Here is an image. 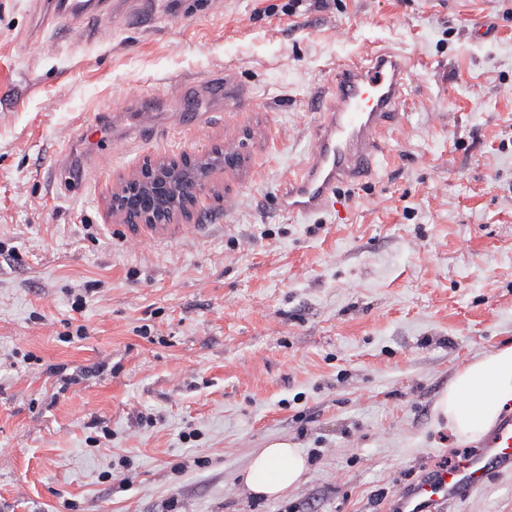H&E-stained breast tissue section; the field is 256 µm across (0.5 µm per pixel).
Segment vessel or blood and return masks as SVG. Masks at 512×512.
Returning a JSON list of instances; mask_svg holds the SVG:
<instances>
[{"mask_svg":"<svg viewBox=\"0 0 512 512\" xmlns=\"http://www.w3.org/2000/svg\"><path fill=\"white\" fill-rule=\"evenodd\" d=\"M401 55L372 51L367 61L339 66L331 92L322 97L324 118L312 135L306 160L279 194L283 210L311 216L342 208L339 189L374 174L385 155L407 85ZM512 471V416H503L474 452L451 465L422 470L399 493L400 512H446L453 501Z\"/></svg>","mask_w":512,"mask_h":512,"instance_id":"vessel-or-blood-1","label":"vessel or blood"}]
</instances>
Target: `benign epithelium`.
Segmentation results:
<instances>
[{
  "mask_svg": "<svg viewBox=\"0 0 512 512\" xmlns=\"http://www.w3.org/2000/svg\"><path fill=\"white\" fill-rule=\"evenodd\" d=\"M245 163L240 152L215 146L206 154L147 159L112 194V213L124 224H174L189 219L197 196L219 170Z\"/></svg>",
  "mask_w": 512,
  "mask_h": 512,
  "instance_id": "7a95c632",
  "label": "benign epithelium"
}]
</instances>
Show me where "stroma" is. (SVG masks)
<instances>
[{
	"label": "stroma",
	"mask_w": 512,
	"mask_h": 512,
	"mask_svg": "<svg viewBox=\"0 0 512 512\" xmlns=\"http://www.w3.org/2000/svg\"><path fill=\"white\" fill-rule=\"evenodd\" d=\"M57 0H0V512H391L420 466L473 450L433 407L477 353L512 342V0H161L151 23L44 22ZM388 49L411 77L389 159L345 210L283 211L310 105L337 67ZM231 72L195 137L196 98ZM156 95L155 132L137 131ZM109 122L91 174L83 131ZM238 149L187 223L113 219L149 156ZM86 293L81 313L71 309ZM86 337L65 342L74 325ZM308 459L255 498L257 448ZM512 512V473L449 507ZM306 458L285 439L270 440L252 456L245 482L252 495L274 498L296 488L306 471Z\"/></svg>",
	"instance_id": "stroma-1"
}]
</instances>
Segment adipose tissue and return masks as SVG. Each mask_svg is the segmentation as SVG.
<instances>
[{"label": "adipose tissue", "instance_id": "adipose-tissue-1", "mask_svg": "<svg viewBox=\"0 0 512 512\" xmlns=\"http://www.w3.org/2000/svg\"><path fill=\"white\" fill-rule=\"evenodd\" d=\"M512 400V345L473 357L459 370L434 405L436 420L459 440H479ZM306 471V458L285 439L267 441L252 456L245 482L252 495L274 498L296 488Z\"/></svg>", "mask_w": 512, "mask_h": 512}]
</instances>
